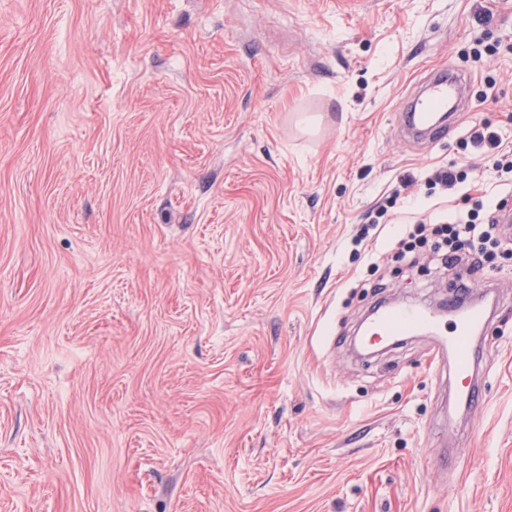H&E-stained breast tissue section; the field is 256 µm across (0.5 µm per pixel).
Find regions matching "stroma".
Masks as SVG:
<instances>
[{"label": "stroma", "mask_w": 512, "mask_h": 512, "mask_svg": "<svg viewBox=\"0 0 512 512\" xmlns=\"http://www.w3.org/2000/svg\"><path fill=\"white\" fill-rule=\"evenodd\" d=\"M451 66L454 128L404 138ZM480 120L512 152V0H0V512H512V252L396 255L472 207L427 178ZM463 283L456 414L432 336L352 343ZM485 313L481 308H472L458 321L454 322L451 336L448 338V353L451 355L454 374L458 380V394L465 402L479 404L480 394L473 383V356L471 339L476 330L485 324Z\"/></svg>", "instance_id": "obj_1"}]
</instances>
